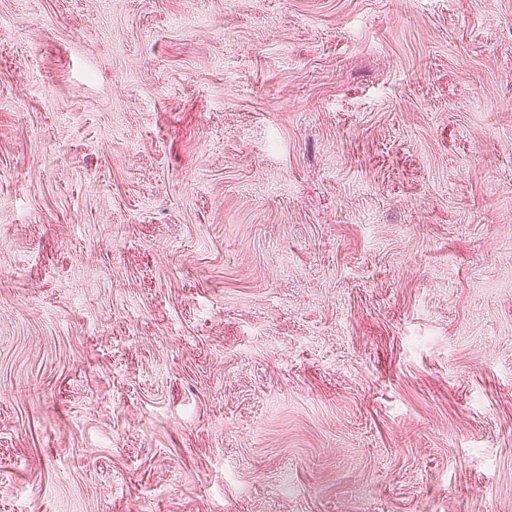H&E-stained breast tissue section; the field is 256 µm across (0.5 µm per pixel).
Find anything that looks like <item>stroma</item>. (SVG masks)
Returning a JSON list of instances; mask_svg holds the SVG:
<instances>
[{"label":"stroma","instance_id":"stroma-1","mask_svg":"<svg viewBox=\"0 0 512 512\" xmlns=\"http://www.w3.org/2000/svg\"><path fill=\"white\" fill-rule=\"evenodd\" d=\"M0 512H512V0H0Z\"/></svg>","mask_w":512,"mask_h":512}]
</instances>
